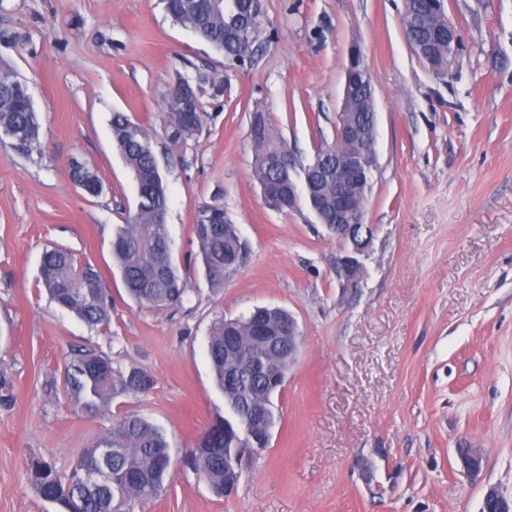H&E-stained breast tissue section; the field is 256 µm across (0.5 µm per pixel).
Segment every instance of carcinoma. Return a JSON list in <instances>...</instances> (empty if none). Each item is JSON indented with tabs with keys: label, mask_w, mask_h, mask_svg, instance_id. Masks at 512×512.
Wrapping results in <instances>:
<instances>
[{
	"label": "carcinoma",
	"mask_w": 512,
	"mask_h": 512,
	"mask_svg": "<svg viewBox=\"0 0 512 512\" xmlns=\"http://www.w3.org/2000/svg\"><path fill=\"white\" fill-rule=\"evenodd\" d=\"M171 19L200 40L223 53L231 62L245 63L254 57L260 42L264 18L263 0H202L192 8L191 0H164ZM429 0H406L405 15L424 16ZM406 37L416 54L434 70L448 68V41L433 38L423 24L409 25ZM16 75L0 70V127L8 130L15 147L29 152L38 142L40 124L29 103L13 96ZM223 86L211 75L199 71L194 80L178 78L170 87L169 111L164 127L173 144L196 137L203 128L201 98L218 96ZM253 171L263 186L267 205L288 212V201L272 191L275 173L271 161L288 153V146L271 136L264 115L253 113ZM112 138L137 186L134 210L116 228L112 256L128 295L138 304L156 310L176 306L189 292L187 281L173 257V242L166 225V186L151 149L152 136L140 123L123 112L112 113ZM81 189L98 197L103 185L97 173L87 169ZM199 244L205 279L221 286L230 272L224 269L229 256H245L235 225L224 208L213 206L202 211L193 225ZM41 282L49 299L60 308L75 314L90 327L109 324L111 297L99 272L91 265L79 263L72 253L52 247L43 252ZM253 329L248 320L213 321L208 336V355L218 387L227 406L238 413L252 415L251 428L235 439L224 440V417L215 418L202 436L215 434L213 449L197 443L186 450L185 459L196 475L213 493L224 495V485L238 482L234 471L224 470V458L235 457L244 448H266L269 434L281 421L272 396L280 384L248 371L243 360L261 357L264 348L249 342ZM64 390L72 401L89 413L97 412L112 399L133 393H146L154 387V378L146 371L132 368L116 371L112 360L93 349L70 354L64 370ZM171 466L168 442L160 428L131 414L123 417L112 430L82 450L74 468L66 477L53 466L33 460L28 480L36 494L60 508V512H135L161 497Z\"/></svg>",
	"instance_id": "1"
}]
</instances>
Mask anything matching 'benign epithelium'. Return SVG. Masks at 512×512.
Instances as JSON below:
<instances>
[{"label":"benign epithelium","mask_w":512,"mask_h":512,"mask_svg":"<svg viewBox=\"0 0 512 512\" xmlns=\"http://www.w3.org/2000/svg\"><path fill=\"white\" fill-rule=\"evenodd\" d=\"M348 93H343L338 119L336 120V141L346 145V150L336 154L321 151L314 154L306 166V172L297 174L298 161L293 155L281 156L275 160L282 179L288 181V204L301 199L308 203L321 198L324 183L333 189L334 205L329 211L315 210L313 215L326 230L336 237L344 247L341 270L350 282L356 281L362 271V258L368 255L372 239V226L365 222L366 200L363 187L371 182L376 160L377 132H368L376 123L374 112H349ZM276 335L263 328L256 339L269 347L288 349V365H293L299 354L302 336L293 317L276 325ZM246 367L254 372H264L284 377V367L273 359L247 360ZM464 469L472 474L481 470L483 455L480 449L470 448L460 457ZM494 512H512V499L506 497L497 487L489 486L483 495Z\"/></svg>","instance_id":"benign-epithelium-1"}]
</instances>
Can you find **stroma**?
Wrapping results in <instances>:
<instances>
[{"label":"stroma","instance_id":"35a3bbf8","mask_svg":"<svg viewBox=\"0 0 512 512\" xmlns=\"http://www.w3.org/2000/svg\"><path fill=\"white\" fill-rule=\"evenodd\" d=\"M464 50L440 78L405 37V0H265L261 47L234 64L173 23L163 0H0V70L29 88L40 147L0 140V512H57L31 488L39 458L68 474L124 416L171 446L167 491L146 512H481L486 486L512 498V0H444ZM360 48L374 89L373 227L363 276L309 210L269 208L253 176L252 113L303 161L335 142L344 71ZM206 71L201 134L168 141L177 77ZM153 132L168 233L190 291L155 310L131 299L112 239L136 186L112 141L113 113ZM100 177L87 196L72 160ZM222 206L246 256L206 281L193 224ZM95 266L112 294L89 328L41 285L45 249ZM257 307L296 319L302 346L274 403L281 422L219 497L182 459L224 412L207 352L212 322ZM78 348L155 385L96 413L71 402L63 364ZM461 448L481 449L466 474Z\"/></svg>","mask_w":512,"mask_h":512}]
</instances>
